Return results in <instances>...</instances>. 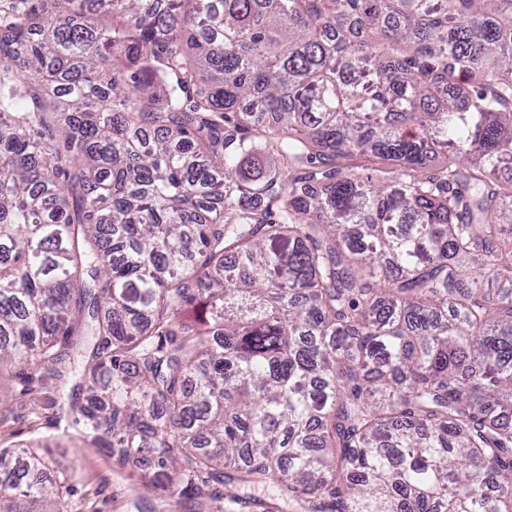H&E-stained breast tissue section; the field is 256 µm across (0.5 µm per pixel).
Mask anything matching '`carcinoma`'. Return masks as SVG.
<instances>
[{"instance_id": "1", "label": "carcinoma", "mask_w": 512, "mask_h": 512, "mask_svg": "<svg viewBox=\"0 0 512 512\" xmlns=\"http://www.w3.org/2000/svg\"><path fill=\"white\" fill-rule=\"evenodd\" d=\"M42 2L0 20V370L80 337L75 430L225 512H512V0ZM71 492L0 448V512ZM336 169H339L343 174L350 172L376 174L389 182L396 181L402 177V171L399 168L371 154L339 158L336 160Z\"/></svg>"}]
</instances>
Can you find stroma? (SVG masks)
<instances>
[{
	"instance_id": "stroma-1",
	"label": "stroma",
	"mask_w": 512,
	"mask_h": 512,
	"mask_svg": "<svg viewBox=\"0 0 512 512\" xmlns=\"http://www.w3.org/2000/svg\"><path fill=\"white\" fill-rule=\"evenodd\" d=\"M57 386L47 375L30 382L0 377V442L22 450L52 448L51 471L68 474L75 512H224L223 502L210 493L152 484L148 473L92 447L84 435L56 428L67 403Z\"/></svg>"
}]
</instances>
